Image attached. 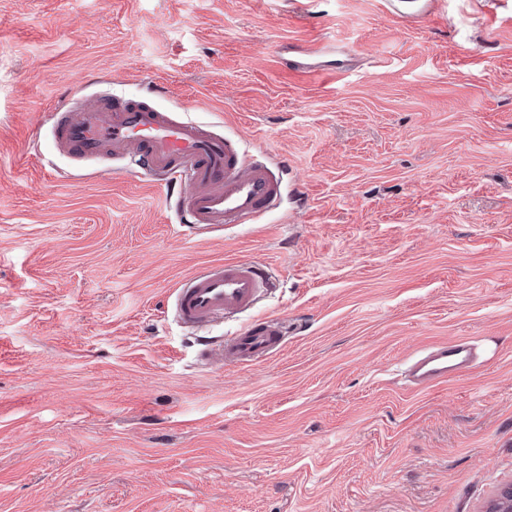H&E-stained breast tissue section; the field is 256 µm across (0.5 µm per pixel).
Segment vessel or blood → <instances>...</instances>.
<instances>
[{"label":"vessel or blood","instance_id":"1","mask_svg":"<svg viewBox=\"0 0 512 512\" xmlns=\"http://www.w3.org/2000/svg\"><path fill=\"white\" fill-rule=\"evenodd\" d=\"M389 12L404 21L429 20L435 0H388ZM54 133L75 156L109 155L126 161L127 175L172 189L171 209L181 231H219L252 224L276 208L283 193L287 161L270 162L265 151L249 155L212 127L175 118L135 100L87 104L55 112ZM270 273L250 260L229 261L194 273L175 290V315L188 330L255 307L270 284ZM285 340L282 319L252 322L237 335L205 344L204 360L248 367L279 352ZM474 365L471 346L453 340L421 351L409 367L413 386L428 387L461 375Z\"/></svg>","mask_w":512,"mask_h":512}]
</instances>
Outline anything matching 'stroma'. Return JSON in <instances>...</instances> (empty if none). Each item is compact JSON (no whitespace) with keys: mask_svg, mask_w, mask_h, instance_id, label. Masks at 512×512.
<instances>
[{"mask_svg":"<svg viewBox=\"0 0 512 512\" xmlns=\"http://www.w3.org/2000/svg\"><path fill=\"white\" fill-rule=\"evenodd\" d=\"M0 0V512H487L512 488V0ZM314 41L291 76L279 53ZM144 98L288 159L254 224L179 233L170 191L56 147ZM288 325L204 362L176 286L224 260ZM466 338L464 377L408 390ZM434 0H388L389 13L403 21H427L433 14ZM474 365L472 347L464 340L442 342L421 351L409 367L414 387H428L461 375Z\"/></svg>","mask_w":512,"mask_h":512,"instance_id":"obj_1","label":"stroma"}]
</instances>
